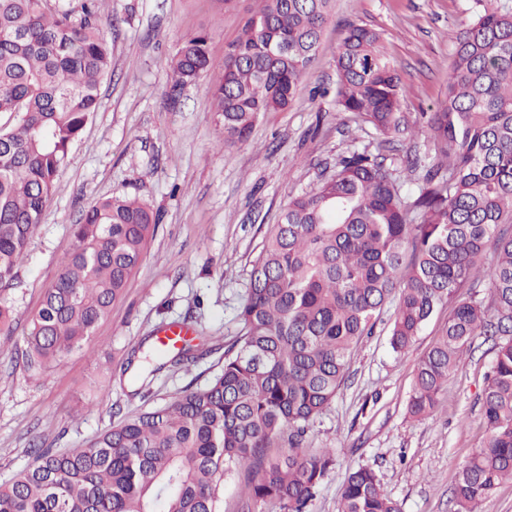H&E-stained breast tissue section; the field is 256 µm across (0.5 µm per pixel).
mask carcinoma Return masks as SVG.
Instances as JSON below:
<instances>
[{"label":"carcinoma","mask_w":512,"mask_h":512,"mask_svg":"<svg viewBox=\"0 0 512 512\" xmlns=\"http://www.w3.org/2000/svg\"><path fill=\"white\" fill-rule=\"evenodd\" d=\"M103 0L52 9L47 0H0V286L15 278L55 188V175L96 111L112 68ZM241 34L213 67L209 34L186 38L170 61L173 95L209 72L224 143L247 140L258 115L284 109L314 60L333 0H257ZM480 6L454 37L448 93L413 125L403 86L363 25L347 27L336 60L341 109L383 145L418 135L433 153L416 197L382 154L352 151L336 174L297 195L269 227L252 265L224 365L162 406L104 430L88 445L36 449L34 463L0 485V512H222L224 477L248 472L241 494L309 512L335 457L311 448V423L336 398L352 356L397 300L394 352L408 349L444 301L448 326L417 364L408 412L427 416L477 336L494 340L482 393L489 438L458 473L453 512H479L512 482V0ZM157 226L150 208L100 200L73 225L74 246L31 319L24 359L33 376L83 348L141 264ZM493 260L485 265V254ZM487 282L488 303L459 298ZM13 310L0 297V345ZM149 352L190 371L199 355ZM279 452L273 453L271 449ZM340 512H400L368 467L344 478Z\"/></svg>","instance_id":"carcinoma-1"}]
</instances>
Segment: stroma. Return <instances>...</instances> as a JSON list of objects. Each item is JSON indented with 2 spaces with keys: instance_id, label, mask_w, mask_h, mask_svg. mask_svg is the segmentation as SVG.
Returning a JSON list of instances; mask_svg holds the SVG:
<instances>
[{
  "instance_id": "35a3bbf8",
  "label": "stroma",
  "mask_w": 512,
  "mask_h": 512,
  "mask_svg": "<svg viewBox=\"0 0 512 512\" xmlns=\"http://www.w3.org/2000/svg\"><path fill=\"white\" fill-rule=\"evenodd\" d=\"M255 7L256 0H107L112 70L97 111L57 172V190L7 294L14 321L11 341L0 346V484L32 462L33 449L82 445L223 364L268 227L293 196L332 176L341 155L379 150L380 135L336 102V58L347 26L379 33L401 78V109L418 123L445 99L453 38L475 3L334 0L295 100L261 114L246 142L226 146L210 76L172 100L169 62L184 37L204 31L211 60L222 64ZM118 195L138 198L158 215L143 261L88 346L31 377L21 358L29 321L72 248V226L95 202ZM395 311V302L384 306L345 384L310 428L311 447L335 452L310 512H338L345 473L359 466L374 469L401 512H451L457 474L489 436L481 396L494 360L490 343L475 337L435 411L412 418L414 370L447 325L448 307H438L402 354L389 344ZM171 323L191 326V343L204 353L191 373L169 365L122 374L132 348Z\"/></svg>"
}]
</instances>
